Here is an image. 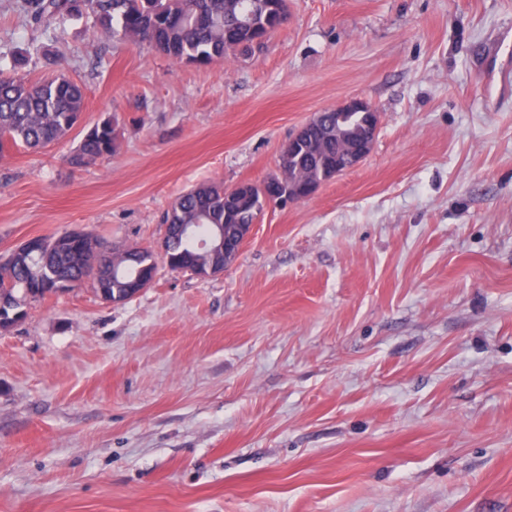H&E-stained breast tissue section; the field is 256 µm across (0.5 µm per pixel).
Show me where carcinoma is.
I'll list each match as a JSON object with an SVG mask.
<instances>
[{"label":"carcinoma","instance_id":"1","mask_svg":"<svg viewBox=\"0 0 512 512\" xmlns=\"http://www.w3.org/2000/svg\"><path fill=\"white\" fill-rule=\"evenodd\" d=\"M256 0H22L20 10L29 20L48 30L62 29L71 17L91 19L94 35L140 45L147 44L177 64L207 66L235 59L253 49L246 28ZM277 9L260 28L276 32L283 24L280 13L288 12L287 0H276ZM29 52L12 57L13 74H0V157L13 148L41 149L70 135L85 106L83 83L65 74L31 76L27 71ZM368 115L338 112L330 108L319 113L312 136L322 141L313 152L303 144L288 153V177L264 183L255 199L235 213L224 212V185L202 183L181 193L164 214V224H194L196 235L206 236L211 225H225L234 237L236 225L252 224L265 207V200L279 203L288 195V180L305 177L323 183L336 168H345L343 147L336 133L365 129ZM116 129L111 118L88 128L68 157L74 167L86 166L112 155ZM75 243L62 237L47 238V253L28 258L19 253L0 259V316L16 324L26 316V300H45L67 292L84 282L91 270L74 254ZM170 255L181 262V270L207 274L209 256L191 241L171 240ZM134 268L123 275L103 266L95 276V290L108 299L128 300L127 281Z\"/></svg>","mask_w":512,"mask_h":512}]
</instances>
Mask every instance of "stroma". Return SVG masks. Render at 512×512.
Here are the masks:
<instances>
[{"label":"stroma","mask_w":512,"mask_h":512,"mask_svg":"<svg viewBox=\"0 0 512 512\" xmlns=\"http://www.w3.org/2000/svg\"><path fill=\"white\" fill-rule=\"evenodd\" d=\"M288 5L261 52L195 66L0 0V72L30 47L86 87L81 128L0 157V256L158 248L191 186L263 181L346 99L380 115L223 273L86 283L0 332V512H512V0ZM107 117L114 154L72 167Z\"/></svg>","instance_id":"35a3bbf8"}]
</instances>
